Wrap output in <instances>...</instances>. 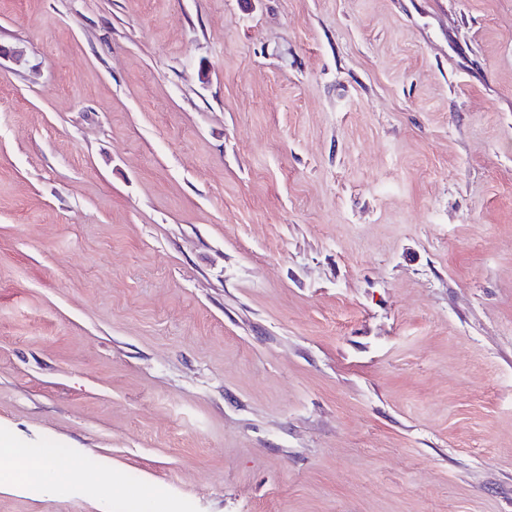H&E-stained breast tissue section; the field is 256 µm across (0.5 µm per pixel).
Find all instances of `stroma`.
<instances>
[{"label": "stroma", "instance_id": "35a3bbf8", "mask_svg": "<svg viewBox=\"0 0 512 512\" xmlns=\"http://www.w3.org/2000/svg\"><path fill=\"white\" fill-rule=\"evenodd\" d=\"M0 512H512V0H0ZM61 457L54 455L46 448H26L11 435L0 433V461L3 471L0 472V485L10 484L17 488L25 487L23 483V464L41 470L45 476L59 475L58 463Z\"/></svg>", "mask_w": 512, "mask_h": 512}]
</instances>
